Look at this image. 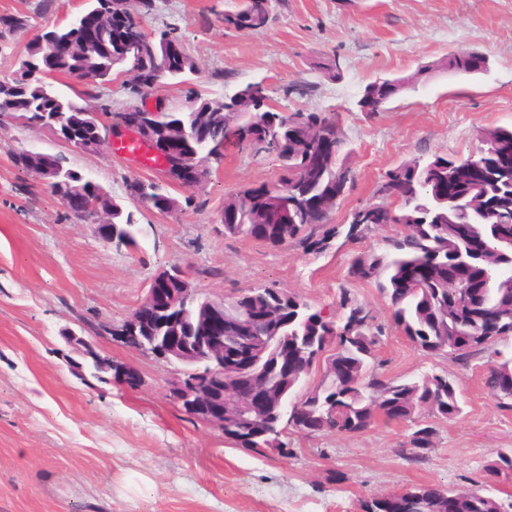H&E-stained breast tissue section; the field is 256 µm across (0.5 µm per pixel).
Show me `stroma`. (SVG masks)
Returning a JSON list of instances; mask_svg holds the SVG:
<instances>
[{
  "instance_id": "35a3bbf8",
  "label": "stroma",
  "mask_w": 512,
  "mask_h": 512,
  "mask_svg": "<svg viewBox=\"0 0 512 512\" xmlns=\"http://www.w3.org/2000/svg\"><path fill=\"white\" fill-rule=\"evenodd\" d=\"M37 3L0 0V15L29 17L26 32L0 36V75L17 68L47 21L65 22L86 0H57L50 18L36 13ZM240 6L241 0H155L145 28L176 30L198 65L194 87L205 97L263 80L279 111L341 112L355 180L331 223H347L353 210L374 203L378 185L405 161L423 153L464 158L478 147L482 128L512 126V0H271L258 35L225 27L222 14ZM458 51L485 54L488 71L421 73V66ZM333 58L341 66L335 80L318 68ZM414 73L416 85L375 116L356 109L375 77ZM105 98L116 112L189 106L184 87L165 84L137 98L120 77ZM23 149L66 156L68 166L117 198H124L127 180H153L180 206L163 213L126 200L139 246L106 244L17 166ZM278 171L274 157L232 148L212 163L203 187L188 188L108 144L84 152L47 132L0 126V512H363L372 496L419 486L476 490L512 512V478L486 471L498 451L512 449V409L485 389L483 360L465 368L415 349L396 329L383 336L375 351L381 374L448 375L462 406L452 419L422 413L436 430V445L425 461L411 464L397 450L412 423L381 418L357 434L287 428L280 454L236 447L169 397L173 365L97 339L113 367L141 372L142 387L130 390L92 377L66 342L64 331L78 329L80 319L123 323L150 279L174 264L216 301L270 286L320 309L335 305L345 287L387 320L386 300L373 284L350 279L348 267L357 251H383L399 225L376 227L357 243L336 241L320 255L225 238V197L276 180Z\"/></svg>"
}]
</instances>
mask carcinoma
Segmentation results:
<instances>
[{"label": "carcinoma", "mask_w": 512, "mask_h": 512, "mask_svg": "<svg viewBox=\"0 0 512 512\" xmlns=\"http://www.w3.org/2000/svg\"><path fill=\"white\" fill-rule=\"evenodd\" d=\"M235 20L237 29L253 35L261 34L269 21L261 13L251 15L239 10L224 15ZM29 26L28 16H0L4 31L19 32ZM133 24L121 28L107 27L103 39L110 47L107 54H97L83 45L77 33V22L50 29L53 37H69L71 54L57 68L67 76L93 74L90 84L101 88L112 82L114 72L129 69L124 47L132 35ZM181 40L171 30H163L147 40L144 56L161 58ZM43 46L40 39L27 45V58L8 75L0 77V123L19 121L27 126L40 120L61 129L74 145L101 138L107 127L98 114L117 120L120 113L101 102L79 104L57 93L52 85L34 74ZM486 56L463 51L450 53L440 60L443 68H456L464 74H477ZM197 72L194 59L184 55L183 68L166 76L175 85L187 86L191 106L185 112L163 111L157 120L162 129L185 134L184 150L197 155L205 168L223 159L218 151L227 140L238 151L253 157L271 155L280 163L278 179L283 191L261 200L250 201L247 191L228 196L225 205L239 209V222L224 225V237L249 236L252 224L267 225L262 242L277 248L288 243L302 246L307 253L322 254L331 248L337 236L357 242L372 228L382 224H399V234L387 241L382 253L361 251L351 261L348 276L375 284L389 304V321L378 322L358 304L346 288L339 289L337 312L311 310L295 295L271 287L250 288L233 300L236 309L258 307L273 313L266 335L273 337L272 346L291 349L309 356L328 345L335 356L349 364L346 379L339 381L325 375L312 391L303 390L306 378L283 382L277 371L267 364L262 377L272 388L285 393L288 402H300L298 412L316 415L322 431L359 433L381 415L390 402L399 403L406 421L414 431L400 448L409 463L423 461L434 448L435 429L419 420V412L427 409L446 419L461 412L457 391L443 376H427L416 381H401L378 373L374 366L375 348L381 336L393 325L419 350L431 354H448L467 365L488 351L479 336L470 335L481 310L497 306L507 316L504 333L512 334V246L501 241L504 230L512 232V127H488L480 132V145L468 157L450 155L416 157L387 174L394 182L400 178L413 181L408 198L393 206L387 184L381 183L376 195L380 201L356 209L349 224H313L303 208L309 197L332 201L336 189L352 182L349 164L351 151L341 131L338 112H293L285 115L262 108L250 98L240 95L233 104L235 111H224V101L206 99L189 87V76ZM312 130L336 137V156L320 167L304 165L305 139ZM17 161L28 172L41 176L56 162V157L32 152L20 154ZM147 188L146 197L152 208L160 210L166 203L178 201L163 192L151 180L133 178L126 191L140 185ZM96 204L112 216L118 226L116 245H136L132 214L124 213L122 204L107 191H102ZM455 224H471L485 243V253L473 257L460 250L451 234ZM471 266L477 291L468 294L463 288L448 283V263ZM204 296L194 281L184 286L180 309L166 317L167 325L178 327L190 335L195 326ZM490 476L512 474V449L498 452L487 465ZM458 512H488V499L476 491L463 492Z\"/></svg>", "instance_id": "cac0c4a2"}]
</instances>
